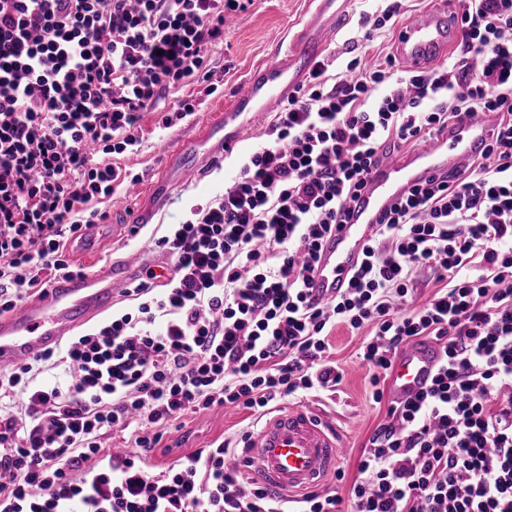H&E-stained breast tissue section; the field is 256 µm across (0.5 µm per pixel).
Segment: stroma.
<instances>
[{
	"label": "stroma",
	"instance_id": "obj_1",
	"mask_svg": "<svg viewBox=\"0 0 512 512\" xmlns=\"http://www.w3.org/2000/svg\"><path fill=\"white\" fill-rule=\"evenodd\" d=\"M381 0H349L347 17L329 42L322 60L327 67L328 81H335L347 63L356 57L379 63L393 54L394 30L375 31L372 40L360 37V18L381 9ZM309 0H255L247 13L227 22L224 42L211 54L209 67L219 91L201 105L194 115L173 128L159 127L162 113L176 108L189 95V88L174 89L162 97L156 109L145 112L140 122L142 145L137 152L115 156L118 166L137 174L139 192L129 195L117 190L112 196L93 199L92 205L105 212L108 224L130 223L133 214L142 209L153 210L149 223L139 225L131 237L96 238L71 242L68 255L72 263L88 273L105 269L115 261L131 260L133 270L150 265L155 272L170 268L169 256L156 245L170 225L186 220L190 208L210 202L230 187L249 154L262 145L264 133L274 118L273 113H242L240 122L250 124L249 136L223 156L205 159L198 174L182 176L170 158L182 143L197 139L207 123L224 118V105L259 65L272 61L285 51L295 32L308 18ZM363 335L352 334L348 327L337 325L329 336L331 357L343 371V381L335 395L317 394L305 398L325 421L334 424L344 445L337 465L343 480L329 478L326 489L347 496L357 476V464L369 437L386 420L387 408L371 399L368 371L357 357ZM263 419L243 408H218L183 418L181 424L170 426L164 434L162 448L155 451L150 473L173 464L179 457L215 440L231 441L240 446L243 435L256 430Z\"/></svg>",
	"mask_w": 512,
	"mask_h": 512
}]
</instances>
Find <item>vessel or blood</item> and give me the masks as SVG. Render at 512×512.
<instances>
[{
    "instance_id": "obj_1",
    "label": "vessel or blood",
    "mask_w": 512,
    "mask_h": 512,
    "mask_svg": "<svg viewBox=\"0 0 512 512\" xmlns=\"http://www.w3.org/2000/svg\"><path fill=\"white\" fill-rule=\"evenodd\" d=\"M346 0H316L317 6L295 43L276 61L256 69L224 113L233 129L204 136L214 154L249 134L236 123L241 112H267L287 101L310 75L316 60L346 12ZM461 35L445 0L408 18L399 28L394 50L409 68L429 70L442 62ZM494 116L479 114L449 125L426 147L398 159H383L372 170L348 207L343 224L326 236L319 249L310 286L317 300L337 296L360 263L383 216L411 188L447 176L479 153L492 132ZM128 281L123 271H103L64 279L16 312L0 315V367L16 365L56 348L74 329L111 308L114 296ZM440 344L430 338L411 342L395 359L387 380L392 401L400 402L429 387L441 360ZM245 455L234 465L274 496L318 487L335 472L342 446L336 431L306 405L277 411L249 433Z\"/></svg>"
}]
</instances>
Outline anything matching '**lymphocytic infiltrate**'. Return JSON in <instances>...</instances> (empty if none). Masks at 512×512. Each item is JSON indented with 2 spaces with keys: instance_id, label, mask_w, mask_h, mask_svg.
I'll list each match as a JSON object with an SVG mask.
<instances>
[{
  "instance_id": "1",
  "label": "lymphocytic infiltrate",
  "mask_w": 512,
  "mask_h": 512,
  "mask_svg": "<svg viewBox=\"0 0 512 512\" xmlns=\"http://www.w3.org/2000/svg\"><path fill=\"white\" fill-rule=\"evenodd\" d=\"M462 38L423 72L352 59L325 85L317 66L234 183L157 245L174 261L123 294L135 312L0 372L24 415L0 416V512H284L226 467L222 441L158 473L167 426L234 405L256 412L343 373L328 336L370 328L358 357L372 399L412 339L442 344L430 387L365 445L349 512H512V0H459ZM253 0H0V313L78 275L68 242L121 185L112 155L141 145L142 112L178 86L216 92L210 50ZM491 112L466 166L412 188L384 217L349 285L317 301L320 243L343 223L371 168L402 145ZM439 288L407 302L420 276ZM67 388L31 386L50 361ZM127 430L132 447H102Z\"/></svg>"
}]
</instances>
